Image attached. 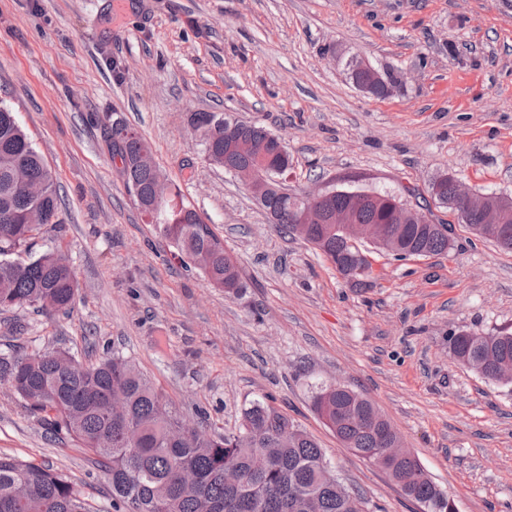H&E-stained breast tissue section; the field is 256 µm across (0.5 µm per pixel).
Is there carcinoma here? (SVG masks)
<instances>
[{
  "label": "carcinoma",
  "instance_id": "1",
  "mask_svg": "<svg viewBox=\"0 0 512 512\" xmlns=\"http://www.w3.org/2000/svg\"><path fill=\"white\" fill-rule=\"evenodd\" d=\"M347 67L352 82L384 97L396 85L390 72H380L358 57ZM216 112H193L190 122L205 131L207 159L230 173L255 167L261 182L251 189L273 223L294 232L297 213L306 204L304 192L271 179L273 171L291 169L287 148H277V135L248 121H238L240 143L224 144V120ZM112 158L130 193L143 201L153 198L159 172L142 138L123 120L109 128ZM455 175L440 173L429 189L440 192L448 205ZM361 205L348 190H338L326 208L361 224H381L387 236L380 249L404 259L425 249H448V235L437 224L411 217L393 221V205L403 191L372 192ZM512 199L487 195L468 224L480 235L490 224H511ZM60 200L42 156L19 126L15 113L0 105V309L30 307L49 315L73 308L78 286L68 255L51 249L36 254L32 247L41 224H28L31 213H43L46 223L60 224ZM149 224L175 246L186 266L199 271L210 285L226 291L242 287L236 261L224 243L178 191L155 217L142 207ZM309 243L339 268L356 248L336 223L311 227ZM27 253V259L14 255ZM451 356L473 369L487 360L482 376L512 385L499 375L498 364H512V330L476 336L459 332L449 340ZM0 385L7 386L38 418L52 437L64 435L92 456L112 491V506L122 512H366V501L349 490L326 461L317 442L275 407L256 401L245 408L239 430L208 435L194 430L188 439L175 436L182 423L167 409L163 396L133 363L112 355L84 363L68 350L0 353ZM119 388L125 405L109 410L112 390ZM315 411L344 447L381 467L423 512H453L448 498L431 480L416 457L392 459L386 449L400 440L398 431L366 398L341 385H322L313 395ZM93 512L92 505L66 475L45 465L0 455V512Z\"/></svg>",
  "mask_w": 512,
  "mask_h": 512
}]
</instances>
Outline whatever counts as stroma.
I'll use <instances>...</instances> for the list:
<instances>
[{
	"label": "stroma",
	"instance_id": "stroma-1",
	"mask_svg": "<svg viewBox=\"0 0 512 512\" xmlns=\"http://www.w3.org/2000/svg\"><path fill=\"white\" fill-rule=\"evenodd\" d=\"M355 53L399 77L389 95L352 83ZM0 103L63 200L34 250L68 254L79 287L66 316L0 311V353H122L209 434L238 431L243 409L266 402L367 512H420L314 411L313 390L335 382L399 430L457 512H512V387L449 353L454 333L512 328V251L436 206L447 251L372 247L366 284L351 282L210 164L188 120L229 113L282 136L292 189H422L446 169L512 197V0H0ZM116 115L223 240L239 291L185 268L146 223L112 158ZM0 453L62 471L113 512L90 457L47 437L3 386Z\"/></svg>",
	"mask_w": 512,
	"mask_h": 512
}]
</instances>
